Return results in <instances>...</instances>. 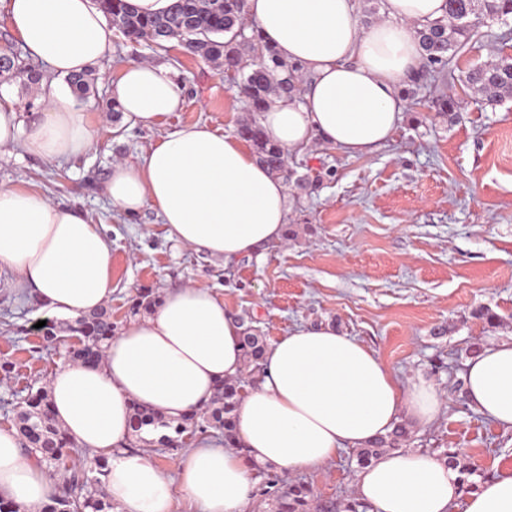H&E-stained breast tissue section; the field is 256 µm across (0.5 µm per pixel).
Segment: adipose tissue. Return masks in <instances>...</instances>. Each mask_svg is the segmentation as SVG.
Returning a JSON list of instances; mask_svg holds the SVG:
<instances>
[{
  "label": "adipose tissue",
  "instance_id": "obj_1",
  "mask_svg": "<svg viewBox=\"0 0 512 512\" xmlns=\"http://www.w3.org/2000/svg\"><path fill=\"white\" fill-rule=\"evenodd\" d=\"M386 15L363 26L357 0H246L245 13L279 56L301 65L297 97L271 98L258 122L291 151L319 140L351 156L371 154L403 118L401 86L418 70L415 24L441 17L447 0H386ZM18 42L58 75L111 57L112 31L94 0H0ZM123 124L163 123L184 104L164 66L132 62L111 84ZM96 117L64 89L43 119L23 126L0 104V148L41 159H72L92 145ZM106 195L132 216L156 210L171 241L231 261L282 238L289 212L284 181L257 164L235 134L188 124L147 153L114 164ZM58 317L79 318L112 294L111 243L84 213L26 187H0V273ZM241 322L211 288H172L155 311L126 325L100 365L68 362L50 377L55 417L73 442L108 461L106 493L121 512H247L255 466L317 469L409 418L431 425L442 410L435 383H400L367 346L329 326L297 328L269 346L265 375L235 411L236 445L197 442L169 480L145 455L119 446L139 403L172 421L204 410L224 379L243 374ZM464 397L474 411L512 429V339L491 340L465 365ZM27 460L15 430L0 428V497L43 512L52 493ZM359 500L374 512H512V472L464 493L457 469L409 451L385 453L356 475Z\"/></svg>",
  "mask_w": 512,
  "mask_h": 512
}]
</instances>
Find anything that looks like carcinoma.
<instances>
[{
  "label": "carcinoma",
  "instance_id": "1",
  "mask_svg": "<svg viewBox=\"0 0 512 512\" xmlns=\"http://www.w3.org/2000/svg\"><path fill=\"white\" fill-rule=\"evenodd\" d=\"M99 9L131 44L163 47V43L177 38L186 52L206 61L224 65V71L239 76L237 84L247 98L251 111L260 112L272 97L293 98L301 92V70L287 67L273 46L257 28L246 24L245 0H173L167 14L147 17L137 12L128 0H99ZM483 15L491 19L512 15V0H448V10L442 17L427 21L417 28L421 50L420 71L411 83L416 84L426 76L427 68L448 64L449 53L466 45L475 35L470 18ZM259 57V64L245 70L247 54ZM286 69L285 76L276 78L275 72ZM24 77L31 83L40 79L37 65L16 55L0 53V78ZM459 82L472 92L480 102L494 106L512 98V56L501 51L490 60L468 69L458 77ZM73 94L87 96L92 89V78L84 72L67 78ZM438 114L454 121L460 115V102L452 95L442 94L432 101ZM238 134L254 147L255 157L272 174L285 181L295 180V185L305 188V179L293 178L288 169V153L270 142L260 125L246 122ZM160 301L153 290L139 292L132 304L134 312L151 311ZM66 330L78 337V345L71 347V360L83 364L103 361L104 344L114 336L112 314L104 307L66 325ZM244 366L250 373L261 371L265 341L249 326L241 336ZM238 395L237 382L224 380L217 385L211 407L181 418L176 426L163 420L156 413L141 405L132 406L134 428L148 426L173 428L175 434L202 430L205 425L224 430V444L235 442L234 411ZM24 451L37 463L53 464L66 456L72 447L67 433L61 428L50 410L49 392L41 388L30 394L25 406L18 411L15 421ZM410 439L409 428L400 423L393 430L379 436L357 450L356 462L363 468L389 448H397ZM267 484L273 487L271 499L258 505L257 512H310L314 492L304 483H287L276 477ZM43 512H112V503L98 478L92 480L82 466L74 467L65 477V492L50 497Z\"/></svg>",
  "mask_w": 512,
  "mask_h": 512
}]
</instances>
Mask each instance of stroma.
Listing matches in <instances>:
<instances>
[{"label":"stroma","instance_id":"35a3bbf8","mask_svg":"<svg viewBox=\"0 0 512 512\" xmlns=\"http://www.w3.org/2000/svg\"><path fill=\"white\" fill-rule=\"evenodd\" d=\"M475 31L448 65L452 80L416 85L387 144L358 157L319 142L289 153V167L308 182L306 189H288L294 236L250 256L227 262L176 244L154 209L130 219L104 194L114 163L136 160L167 132L204 122L233 134L255 118L222 65L187 54L175 40L165 51L134 50L114 35L111 59L91 66L94 91L79 103L100 117L90 150L59 161L0 149V186L39 189L98 224L112 246L107 307L116 328L133 321L131 304L141 289L160 295L203 285L266 342L297 327L328 325L373 350L400 380L419 374L434 380L445 406L431 426L413 428L402 449L438 460L444 451L457 452L469 492L512 471V431L463 397L472 346L512 333V98L487 106L455 80L497 48L512 54V16L476 19ZM131 62L170 67L184 90L183 109L150 128L127 130L106 118L111 82ZM40 73L35 84L0 80V100L14 102L27 124L46 107L43 88L67 85L48 66ZM442 93L463 98L458 122L434 110L432 99ZM482 307L499 316V326L475 317ZM50 318L38 298L0 276V361L14 364L10 377L0 378V428L13 427L19 403L48 386L77 342L62 330L56 344L46 345L36 325ZM357 471L356 452L348 449L322 468L279 477L309 484L320 506L344 512L356 497Z\"/></svg>","mask_w":512,"mask_h":512}]
</instances>
